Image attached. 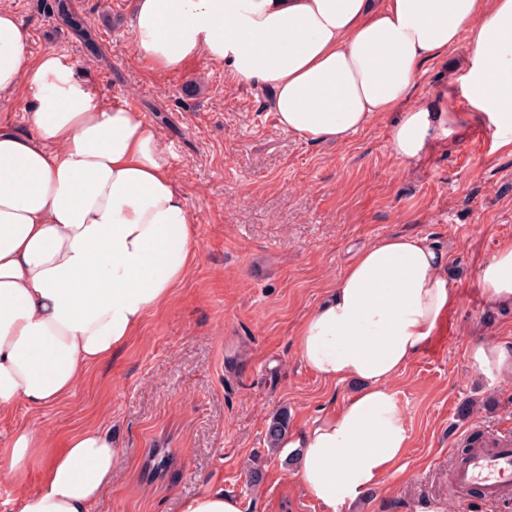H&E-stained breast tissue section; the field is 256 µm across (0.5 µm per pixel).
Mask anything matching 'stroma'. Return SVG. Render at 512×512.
Wrapping results in <instances>:
<instances>
[{
  "mask_svg": "<svg viewBox=\"0 0 512 512\" xmlns=\"http://www.w3.org/2000/svg\"><path fill=\"white\" fill-rule=\"evenodd\" d=\"M96 33L89 55L47 15L43 0H0L32 31L30 50L79 61L109 101L137 108L173 154L172 174L196 218L198 255L173 295L124 347L88 366L61 401L17 404L0 415V457L32 426L50 449L88 427L108 429L118 457L93 512H182L204 490L242 512H324L294 474L291 449L269 452V418L287 409L291 430L338 409L349 383L322 380L298 358L304 317L333 290L358 249L383 236H426L448 253L458 292L441 330L393 381L410 438L402 468L340 512H496L448 479L464 453L458 435L512 428V379L489 377L473 343L512 344V306L491 307L481 266L512 240V133L488 116L451 140L433 130L413 165L391 154L383 115L342 143L283 132L262 89L227 83L201 57L168 73L133 54L131 0H71ZM467 42L424 64L412 102L448 99L470 112ZM481 403L461 418L463 400ZM165 458L153 468L150 455ZM261 477L250 481L251 460ZM23 479L0 470V512L40 488L41 458Z\"/></svg>",
  "mask_w": 512,
  "mask_h": 512,
  "instance_id": "1",
  "label": "stroma"
}]
</instances>
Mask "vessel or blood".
Segmentation results:
<instances>
[{"label":"vessel or blood","mask_w":512,"mask_h":512,"mask_svg":"<svg viewBox=\"0 0 512 512\" xmlns=\"http://www.w3.org/2000/svg\"><path fill=\"white\" fill-rule=\"evenodd\" d=\"M483 449L472 452L454 467L450 480L466 489L480 490L486 502H503V493L512 488V431L484 436Z\"/></svg>","instance_id":"1"}]
</instances>
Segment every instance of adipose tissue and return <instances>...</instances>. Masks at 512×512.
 <instances>
[{
	"label": "adipose tissue",
	"instance_id": "ef3b65f1",
	"mask_svg": "<svg viewBox=\"0 0 512 512\" xmlns=\"http://www.w3.org/2000/svg\"><path fill=\"white\" fill-rule=\"evenodd\" d=\"M132 46L150 69L206 57L228 78L269 88L282 131L343 142L391 113L394 158L409 165L431 129L451 138L465 112L411 105L426 62L468 38L476 106L512 130V0H132ZM0 6V97L26 90L28 130L0 129V411L71 393L182 283L198 253L195 218L169 152L142 112L112 103ZM448 255L392 235L361 249L302 321L300 361L330 383L357 382L339 410L287 433L296 476L338 512L395 468L409 436L392 381L429 344L458 295ZM486 304L512 305V241L480 271ZM477 368L512 378V347L482 339ZM112 436L89 427L42 465L14 512H92L112 480Z\"/></svg>",
	"mask_w": 512,
	"mask_h": 512
}]
</instances>
